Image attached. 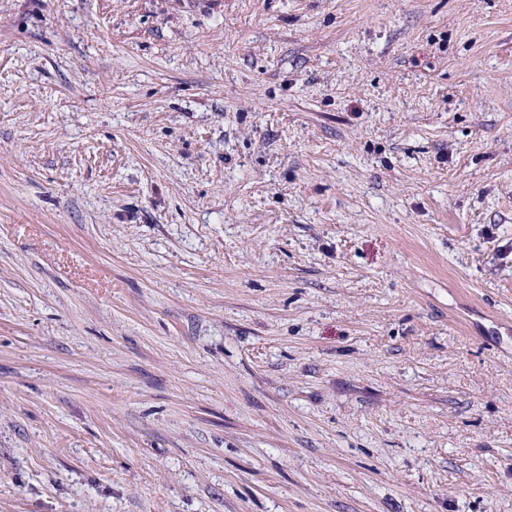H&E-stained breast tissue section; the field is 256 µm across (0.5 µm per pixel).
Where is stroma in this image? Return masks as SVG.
<instances>
[{"instance_id": "obj_1", "label": "stroma", "mask_w": 512, "mask_h": 512, "mask_svg": "<svg viewBox=\"0 0 512 512\" xmlns=\"http://www.w3.org/2000/svg\"><path fill=\"white\" fill-rule=\"evenodd\" d=\"M0 512H512V0H0Z\"/></svg>"}]
</instances>
